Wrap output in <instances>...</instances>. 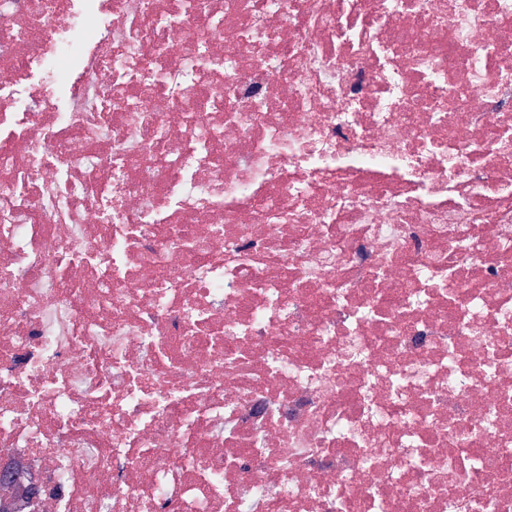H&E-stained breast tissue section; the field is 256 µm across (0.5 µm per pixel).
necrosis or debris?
Segmentation results:
<instances>
[{"instance_id":"4bbe7bcc","label":"necrosis or debris","mask_w":512,"mask_h":512,"mask_svg":"<svg viewBox=\"0 0 512 512\" xmlns=\"http://www.w3.org/2000/svg\"><path fill=\"white\" fill-rule=\"evenodd\" d=\"M0 512H512V0H0Z\"/></svg>"}]
</instances>
